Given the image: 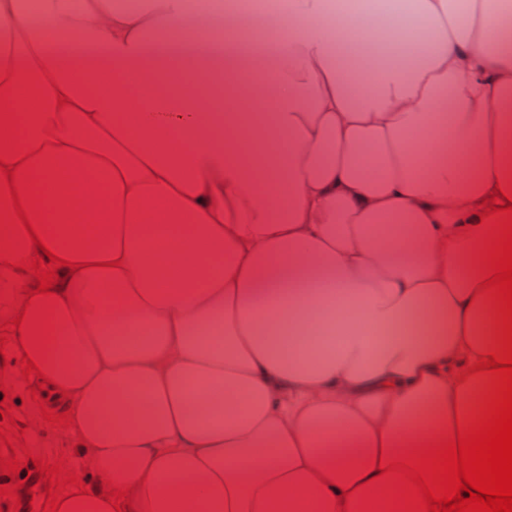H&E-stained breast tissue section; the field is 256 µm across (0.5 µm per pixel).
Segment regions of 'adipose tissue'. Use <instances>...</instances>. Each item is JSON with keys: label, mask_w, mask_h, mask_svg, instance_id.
Listing matches in <instances>:
<instances>
[{"label": "adipose tissue", "mask_w": 512, "mask_h": 512, "mask_svg": "<svg viewBox=\"0 0 512 512\" xmlns=\"http://www.w3.org/2000/svg\"><path fill=\"white\" fill-rule=\"evenodd\" d=\"M396 17L286 0L221 51L188 0H0V77L41 191L83 480L132 512H358L373 459L467 415L492 350L472 267L512 179V0ZM95 77L85 92L77 75ZM259 112L216 113L202 82ZM266 145L262 171L238 160ZM167 233L150 247L156 226Z\"/></svg>", "instance_id": "ef3b65f1"}]
</instances>
